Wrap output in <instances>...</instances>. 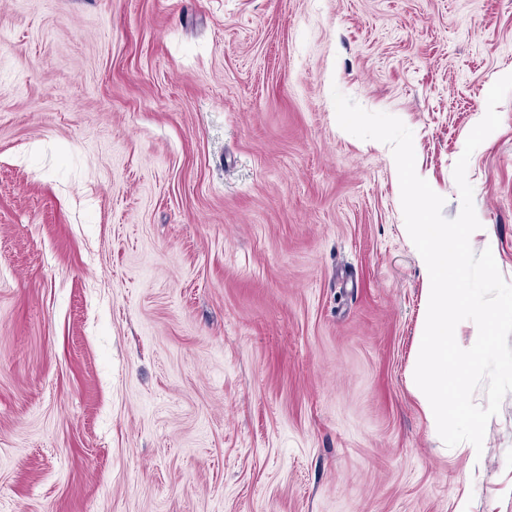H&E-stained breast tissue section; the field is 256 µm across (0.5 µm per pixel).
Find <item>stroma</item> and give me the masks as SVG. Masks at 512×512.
I'll return each instance as SVG.
<instances>
[{
    "instance_id": "obj_1",
    "label": "stroma",
    "mask_w": 512,
    "mask_h": 512,
    "mask_svg": "<svg viewBox=\"0 0 512 512\" xmlns=\"http://www.w3.org/2000/svg\"><path fill=\"white\" fill-rule=\"evenodd\" d=\"M507 74L512 0H0V512H512V392L480 460L432 436L392 150L331 97L452 219Z\"/></svg>"
}]
</instances>
